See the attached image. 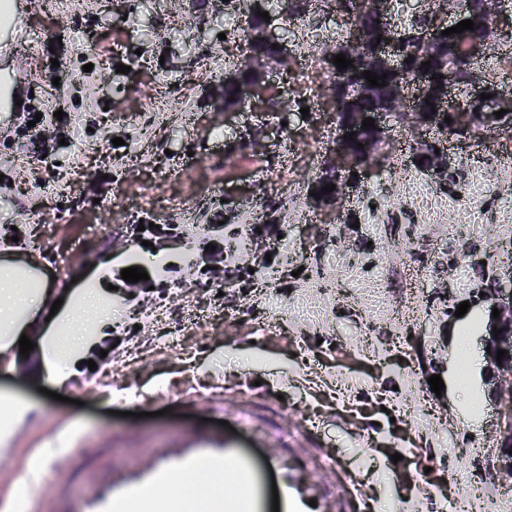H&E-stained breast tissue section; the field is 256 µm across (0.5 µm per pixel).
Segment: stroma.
I'll return each instance as SVG.
<instances>
[{
  "label": "stroma",
  "instance_id": "obj_1",
  "mask_svg": "<svg viewBox=\"0 0 512 512\" xmlns=\"http://www.w3.org/2000/svg\"><path fill=\"white\" fill-rule=\"evenodd\" d=\"M338 28L326 15L295 23L289 67L244 112L207 92L213 73L244 56L220 0H70L63 10L27 0L0 28V39L18 38L6 65L25 78L23 106L0 111V262H25L35 241L48 242L40 270L50 305L66 295L60 269L79 282L99 275L106 246L117 297L136 295L88 351L96 370L70 363L54 383L37 351L0 356V394L28 408L0 433V471L15 472L16 484L26 482L20 464L63 453L67 494L82 495L100 466H132L221 419L220 401L230 411L250 404L274 429L311 426L302 444L287 445L297 465L327 453L337 482L381 512H512V485L476 489L496 452L483 291L493 271L512 269V152L489 133L484 146L456 149L441 180L397 157L373 168L343 215L312 209L308 188L336 136L318 51ZM150 87L164 112L145 109ZM279 95L290 111L275 107ZM33 112L47 115L37 138L25 132ZM246 135L260 154L245 148ZM44 153L49 166L35 168ZM142 219L158 224L151 241L161 254L168 235L223 223L207 276L239 297L225 301L179 264L123 280ZM96 224L111 225L110 236L91 233ZM244 224L257 231L251 250L229 253L226 238ZM186 299L216 315L173 350L139 312ZM117 336L138 360L114 346ZM463 337L478 354L465 388L455 358ZM116 363L127 367L123 400L95 389ZM433 374L442 393L430 389ZM450 454L473 470L448 467Z\"/></svg>",
  "mask_w": 512,
  "mask_h": 512
}]
</instances>
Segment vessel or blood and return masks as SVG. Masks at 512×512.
I'll list each match as a JSON object with an SVG mask.
<instances>
[{
    "instance_id": "1",
    "label": "vessel or blood",
    "mask_w": 512,
    "mask_h": 512,
    "mask_svg": "<svg viewBox=\"0 0 512 512\" xmlns=\"http://www.w3.org/2000/svg\"><path fill=\"white\" fill-rule=\"evenodd\" d=\"M67 466V457L52 458L43 473L33 478L35 512H138L143 505L149 512H189L184 505L159 497V490L181 474L218 473L227 468L247 494L230 498L198 486L205 512H336V498L323 476L292 466L276 445L269 446L265 462H257L233 435L221 431L190 432L173 446L146 454L129 469L100 468L83 497L62 503L44 485L49 474Z\"/></svg>"
}]
</instances>
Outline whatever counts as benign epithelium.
Wrapping results in <instances>:
<instances>
[{
	"instance_id": "benign-epithelium-1",
	"label": "benign epithelium",
	"mask_w": 512,
	"mask_h": 512,
	"mask_svg": "<svg viewBox=\"0 0 512 512\" xmlns=\"http://www.w3.org/2000/svg\"><path fill=\"white\" fill-rule=\"evenodd\" d=\"M396 0H363L364 10L373 13L382 20L393 17ZM480 12L492 22L495 35L466 30L449 36L441 34L448 28L447 18L458 16L466 11ZM411 14H426L432 23L423 34L424 44L439 46L451 40L455 41L460 51V61L441 67L437 74L431 75L418 68L412 69L411 79L398 81L391 85L388 96L393 110L401 116V132L405 135H418L414 146L428 147V156L432 169L442 170L448 167L450 147L469 141L467 127L472 119H477L483 132L495 129L502 134L512 132V91L506 92L502 85L491 83L486 76L478 73L479 62L493 54L500 43L512 39V23L502 19V2L500 0H426L424 7L411 11ZM346 24L347 50L351 57L360 62L367 60L373 65L396 70L401 67L410 52L406 43L396 35L389 26H367L357 21L347 22V18L336 15ZM238 66L261 76H266L271 62L263 52L247 53ZM348 95L347 101L355 103L360 95L359 75L353 74L349 79L332 86L331 103H339L340 94ZM492 93L490 99H480V94ZM431 105H425V102ZM505 110L499 118L495 112ZM454 132L447 133L445 117ZM371 117L377 129H383L387 122L385 112H367L352 108L349 118L342 126L336 128V138L329 149L331 160L326 162V169L334 170L346 178L344 191H336L332 198L309 196L310 202L318 207L340 209L351 192L362 186L372 168L380 161L384 152L378 146L369 143L357 147L347 134L362 131L363 119ZM358 176H352V173ZM487 295L498 301L500 316L491 321L490 326L501 329L499 336L489 334L487 345L490 346L488 359L497 375H506L512 379V353L504 355L502 364H497V352L512 345V270L504 277L493 279ZM504 413L495 429L496 445L500 452L493 465L503 480L512 478V454L503 449L512 446V389L495 394Z\"/></svg>"
}]
</instances>
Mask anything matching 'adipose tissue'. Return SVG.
I'll return each instance as SVG.
<instances>
[{"label": "adipose tissue", "instance_id": "adipose-tissue-1", "mask_svg": "<svg viewBox=\"0 0 512 512\" xmlns=\"http://www.w3.org/2000/svg\"><path fill=\"white\" fill-rule=\"evenodd\" d=\"M28 281L17 273L16 266L0 272V338L18 344L26 333L30 316L39 309L47 292L38 287L28 292ZM118 307L111 295L100 291L97 280H85L78 293L68 300L64 310L49 324L42 347L43 364L48 375H55L61 364L70 362L73 351H84L88 338L84 322L111 318Z\"/></svg>", "mask_w": 512, "mask_h": 512}]
</instances>
